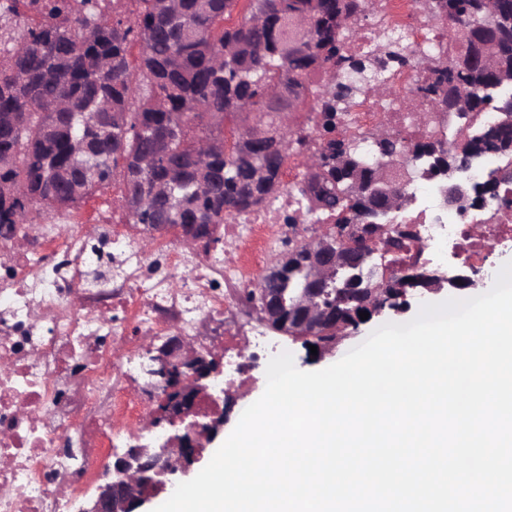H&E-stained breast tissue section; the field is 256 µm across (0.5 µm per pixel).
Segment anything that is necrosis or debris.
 Here are the masks:
<instances>
[{
	"label": "necrosis or debris",
	"instance_id": "1",
	"mask_svg": "<svg viewBox=\"0 0 512 512\" xmlns=\"http://www.w3.org/2000/svg\"><path fill=\"white\" fill-rule=\"evenodd\" d=\"M387 27L413 40L438 41L421 0H375ZM428 63L411 59L388 72L394 106L369 90L336 128L340 137L383 129L406 143L462 141L494 110L433 111L424 88ZM500 177L481 209L444 204L447 179L412 169L406 205L388 212L370 243L374 281L410 265L449 258L482 268L512 248V154L483 156L471 178ZM305 179L292 164L284 193L224 220L220 242L176 240L144 250L135 225L96 211L59 214L45 224L0 229V512H66L69 496L88 490L113 450L163 396L140 381L145 340L179 337L201 350L224 349V398L199 397V420L226 410L250 388L253 373L281 353L254 314L249 285L274 254L299 238L335 228L336 216L289 225L307 203L288 188Z\"/></svg>",
	"mask_w": 512,
	"mask_h": 512
}]
</instances>
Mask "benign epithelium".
<instances>
[{
    "mask_svg": "<svg viewBox=\"0 0 512 512\" xmlns=\"http://www.w3.org/2000/svg\"><path fill=\"white\" fill-rule=\"evenodd\" d=\"M363 194L374 197L382 207L397 205L399 195L387 179H373L363 186ZM345 248L333 250L322 238L302 243L300 251L306 257V279L293 300H288L285 288H264L261 292V313L266 324L288 334L304 346L314 345L318 355L331 352L348 335L347 329L357 330L363 320L385 311L404 313L411 300L444 289L460 292L479 286L481 278L474 268L450 269L448 274L424 268L405 267L394 277L370 283L360 275H352L343 285L336 286V300L326 304V289L338 280L339 270L354 259L365 267L369 259L363 246L343 240ZM147 374L163 387L164 397L156 412L149 415L144 432L135 437V444L116 457L112 472L104 474L103 482L89 501L78 500L73 512H140L152 498L153 489L160 487V478L184 474L200 458L203 442H213L224 431L227 417L218 414L205 423L188 421L194 401L202 394L214 400L224 393H209L224 375V366L217 355L189 348L186 341L177 339L167 349L154 350L146 345ZM180 424L189 435H166L163 425Z\"/></svg>",
    "mask_w": 512,
    "mask_h": 512,
    "instance_id": "benign-epithelium-1",
    "label": "benign epithelium"
}]
</instances>
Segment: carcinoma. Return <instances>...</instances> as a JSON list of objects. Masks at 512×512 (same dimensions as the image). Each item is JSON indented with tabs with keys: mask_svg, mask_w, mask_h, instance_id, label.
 <instances>
[{
	"mask_svg": "<svg viewBox=\"0 0 512 512\" xmlns=\"http://www.w3.org/2000/svg\"><path fill=\"white\" fill-rule=\"evenodd\" d=\"M239 2L140 0L132 21L101 0H0V226L76 209L118 175L119 207L144 231L168 220L217 227L224 216L251 211L283 190L293 131L279 149L259 139L282 128L286 106L270 95L273 88L321 101L329 133L352 97L381 85L377 77L386 66L415 56L433 63L437 79L425 88L433 101L446 106L448 92L463 88L471 96L466 111L491 106L512 113V99L495 96L512 83L499 78L512 75V0H498L490 31L481 0H423L431 26L462 44L461 52L433 50L382 29L361 54L348 46L360 36L358 17L375 13L371 0H248L232 24ZM290 17L315 26L294 51ZM134 43L141 45L135 66ZM328 69L334 80L311 87L309 76ZM250 114L253 124L243 119ZM203 120L201 133H192ZM156 139L164 154L146 169L141 153ZM324 145L323 173L308 189L318 209L344 213L343 224L379 223V212L350 186L400 160L403 140L387 134L370 151L352 139ZM511 151L512 137L495 123L467 136L461 148L418 143L412 160L434 176L481 154ZM301 268L285 257L259 285L286 277L293 289L302 282Z\"/></svg>",
	"mask_w": 512,
	"mask_h": 512,
	"instance_id": "obj_1",
	"label": "carcinoma"
}]
</instances>
